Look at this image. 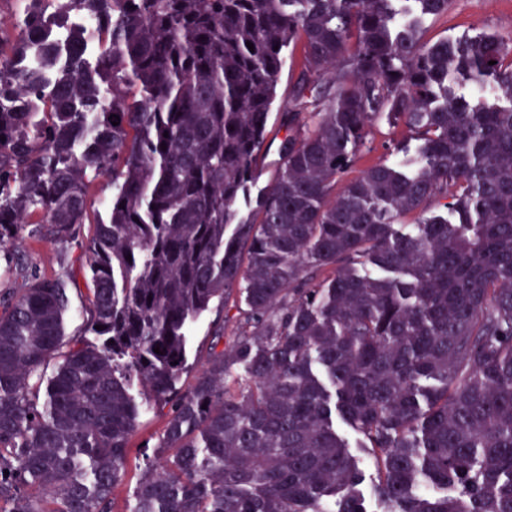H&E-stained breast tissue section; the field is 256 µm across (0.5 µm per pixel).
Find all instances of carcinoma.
Returning a JSON list of instances; mask_svg holds the SVG:
<instances>
[{
  "mask_svg": "<svg viewBox=\"0 0 512 512\" xmlns=\"http://www.w3.org/2000/svg\"><path fill=\"white\" fill-rule=\"evenodd\" d=\"M450 4L58 0L49 16L28 0L17 36L0 26V512H114L131 375L168 408L158 447L175 449L133 512H363L334 407L385 512H512V41L423 42ZM74 11L101 21L96 65L74 30L47 87L17 62ZM297 45L283 165L243 221ZM381 117L413 149L376 145ZM104 177L106 217L82 257L59 251L66 275L12 252L23 232L69 243ZM77 271L96 344H64ZM216 299L232 332L180 392ZM423 479L457 492L419 495Z\"/></svg>",
  "mask_w": 512,
  "mask_h": 512,
  "instance_id": "obj_1",
  "label": "carcinoma"
}]
</instances>
